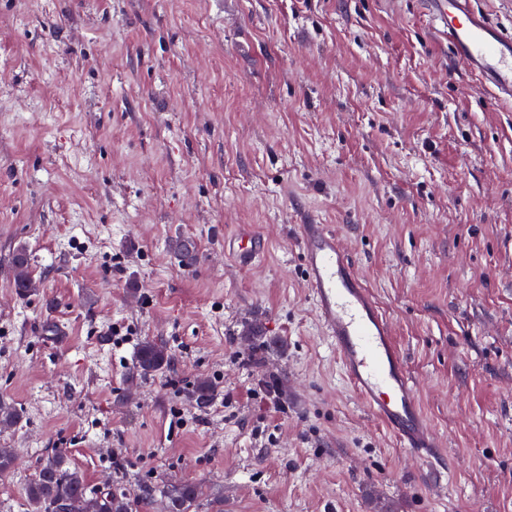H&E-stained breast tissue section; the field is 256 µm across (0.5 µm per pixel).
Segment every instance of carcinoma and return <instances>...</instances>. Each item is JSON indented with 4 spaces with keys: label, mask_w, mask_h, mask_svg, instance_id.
Returning a JSON list of instances; mask_svg holds the SVG:
<instances>
[{
    "label": "carcinoma",
    "mask_w": 512,
    "mask_h": 512,
    "mask_svg": "<svg viewBox=\"0 0 512 512\" xmlns=\"http://www.w3.org/2000/svg\"><path fill=\"white\" fill-rule=\"evenodd\" d=\"M174 250L186 265L192 264L196 258V245L191 240L178 241ZM12 265L17 293L26 296L37 291L39 283L32 276L29 254L23 249L19 250L13 256ZM169 362L167 349L157 343L145 342L138 348L136 365L143 375L158 372ZM214 391L213 384L201 378L193 387L192 397L198 406L203 407ZM158 493L163 497L166 512H194L202 489L196 483L180 482L158 491L149 489L137 498L116 489L100 495L80 470L70 466L67 455L59 451L40 464L26 486V512H56L59 504L69 502H89L93 506L92 512H146Z\"/></svg>",
    "instance_id": "1"
}]
</instances>
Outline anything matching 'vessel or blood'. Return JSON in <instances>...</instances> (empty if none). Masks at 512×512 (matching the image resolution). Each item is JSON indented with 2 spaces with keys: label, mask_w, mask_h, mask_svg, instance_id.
Returning <instances> with one entry per match:
<instances>
[{
  "label": "vessel or blood",
  "mask_w": 512,
  "mask_h": 512,
  "mask_svg": "<svg viewBox=\"0 0 512 512\" xmlns=\"http://www.w3.org/2000/svg\"><path fill=\"white\" fill-rule=\"evenodd\" d=\"M428 12L447 37L454 58L495 100L512 102V34L475 10L472 0H428ZM297 236L305 282L336 349L344 380L401 448L423 461L437 460L441 445L415 394L392 322L357 263L329 225H299ZM263 252L264 245L251 227H241L224 239L225 256L239 267L254 266Z\"/></svg>",
  "instance_id": "obj_1"
}]
</instances>
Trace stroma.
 <instances>
[{"label": "stroma", "instance_id": "35a3bbf8", "mask_svg": "<svg viewBox=\"0 0 512 512\" xmlns=\"http://www.w3.org/2000/svg\"><path fill=\"white\" fill-rule=\"evenodd\" d=\"M299 224L357 261L445 466L341 379ZM0 402V512L56 451L134 496L201 483L198 512H512V105L421 0H0ZM264 252V244L250 226H243L232 236L224 237V255L240 268L256 264ZM14 270V288L17 293L26 296L37 291L39 283L34 279L31 272V259L29 254L21 249L12 259ZM170 362L168 351L162 345L154 342H145L138 348L136 365L138 371L143 375L162 370Z\"/></svg>", "mask_w": 512, "mask_h": 512}]
</instances>
